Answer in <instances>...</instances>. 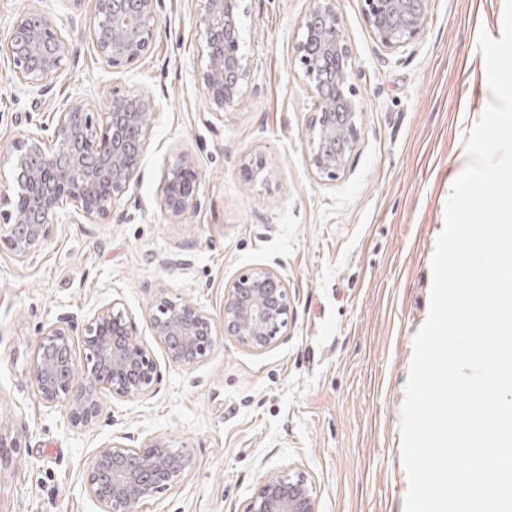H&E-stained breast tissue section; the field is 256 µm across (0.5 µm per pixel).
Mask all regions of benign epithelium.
Segmentation results:
<instances>
[{
    "label": "benign epithelium",
    "instance_id": "7a95c632",
    "mask_svg": "<svg viewBox=\"0 0 512 512\" xmlns=\"http://www.w3.org/2000/svg\"><path fill=\"white\" fill-rule=\"evenodd\" d=\"M89 38L97 60L112 69L136 62L149 49L157 29V0H92ZM366 20L378 42L396 49L424 29L430 0H363ZM241 0H201L195 18L206 55L200 72L203 93L215 111L233 103L250 63L240 53ZM296 53L305 79L319 99L309 126V165L320 175L345 170L356 141V110L351 97L328 99L329 82L348 86L350 73L336 69L347 52L334 0H313L301 22ZM7 49L14 76L25 91L44 96L59 76L71 44L37 10L15 17ZM152 99L129 91L112 96L103 123L93 120L86 99L68 95L53 128L38 125L13 141L6 157L14 172V195L0 193V248L22 265L36 261L54 227L81 217L106 224L112 211L137 183ZM198 174L180 160L164 175L162 205L173 216L196 207ZM288 285L268 267H255L225 287L224 334L255 351L271 346L287 326ZM153 338L168 359L182 365L203 361L213 342L212 319L187 299L161 291L149 314ZM89 350L83 368L72 357L70 328L47 327L34 356L32 375L43 403H63L72 426L86 428L100 415L99 389L117 400L151 394L159 379L151 351L133 334L119 302L97 309L83 325ZM189 456L161 440L136 447L111 442L101 447L85 473L84 488L100 512H143L176 485L190 466ZM244 512H317L313 487L301 474H273L259 487Z\"/></svg>",
    "mask_w": 512,
    "mask_h": 512
}]
</instances>
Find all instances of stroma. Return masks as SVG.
Here are the masks:
<instances>
[{
    "label": "stroma",
    "instance_id": "1",
    "mask_svg": "<svg viewBox=\"0 0 512 512\" xmlns=\"http://www.w3.org/2000/svg\"><path fill=\"white\" fill-rule=\"evenodd\" d=\"M39 7L73 46L53 90L15 87L2 48L13 17ZM312 0H243L240 51L252 68L233 104L208 106L195 28L198 0H159L157 30L136 63L112 69L88 38L92 0H0V154L50 124L67 94L91 112L113 94L154 101L137 185L108 224H61L35 263L0 252V512H99L84 489L98 449L125 438L189 454L184 478L146 512H244L266 476L303 474L318 512H404L399 422L414 334L425 321L430 261L464 142L491 99L478 35H496L503 0H432L421 34L382 46L362 0H335L350 58L357 140L336 178L308 160L318 101L296 56ZM198 173V206L174 218L163 176ZM253 165L245 176V165ZM277 270L288 328L262 352L224 333V291L242 272ZM190 299L214 324L208 357L168 360L149 325L158 290ZM119 300L150 345L159 380L143 398L101 390V414L71 426L31 375L43 327L82 325Z\"/></svg>",
    "mask_w": 512,
    "mask_h": 512
}]
</instances>
